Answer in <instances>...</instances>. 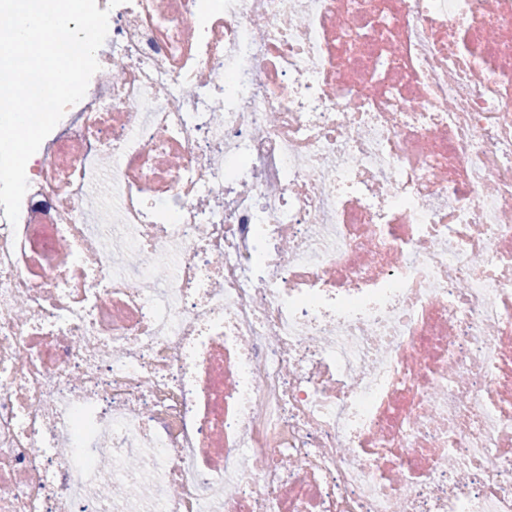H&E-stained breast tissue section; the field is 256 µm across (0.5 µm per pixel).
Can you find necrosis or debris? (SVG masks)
<instances>
[{
    "label": "necrosis or debris",
    "mask_w": 512,
    "mask_h": 512,
    "mask_svg": "<svg viewBox=\"0 0 512 512\" xmlns=\"http://www.w3.org/2000/svg\"><path fill=\"white\" fill-rule=\"evenodd\" d=\"M0 212V512H512V0H125Z\"/></svg>",
    "instance_id": "obj_1"
}]
</instances>
